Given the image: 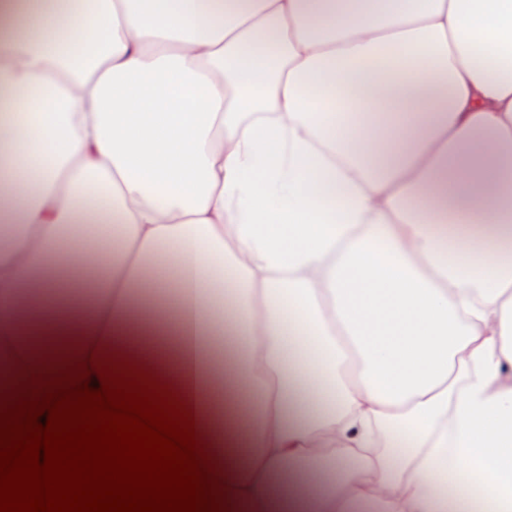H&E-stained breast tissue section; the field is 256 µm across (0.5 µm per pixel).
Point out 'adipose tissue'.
<instances>
[{"mask_svg":"<svg viewBox=\"0 0 512 512\" xmlns=\"http://www.w3.org/2000/svg\"><path fill=\"white\" fill-rule=\"evenodd\" d=\"M57 326L231 512L512 503V0H0V373Z\"/></svg>","mask_w":512,"mask_h":512,"instance_id":"adipose-tissue-1","label":"adipose tissue"}]
</instances>
